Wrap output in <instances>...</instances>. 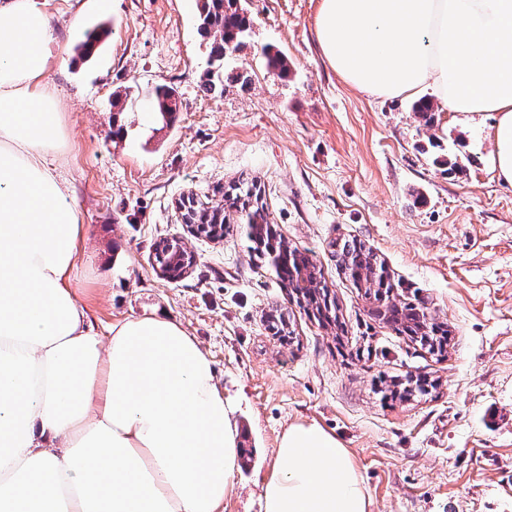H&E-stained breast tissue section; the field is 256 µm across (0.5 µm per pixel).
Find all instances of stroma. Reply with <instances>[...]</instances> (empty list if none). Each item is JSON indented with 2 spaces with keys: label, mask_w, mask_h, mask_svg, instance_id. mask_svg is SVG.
Instances as JSON below:
<instances>
[{
  "label": "stroma",
  "mask_w": 512,
  "mask_h": 512,
  "mask_svg": "<svg viewBox=\"0 0 512 512\" xmlns=\"http://www.w3.org/2000/svg\"><path fill=\"white\" fill-rule=\"evenodd\" d=\"M252 26L224 62V90L200 86L209 45L198 0H48L63 57L49 83L69 147L59 171L86 224L74 271L94 332L161 316L194 336L232 403L240 464L222 512H262L263 481L289 426L317 424L347 448L370 512H512V184L490 158L493 113L436 107L348 85L323 57L319 0H249ZM111 32L74 63L82 33ZM283 55L268 73L262 48ZM166 83L182 110L163 126L141 95ZM134 94L113 141L112 96ZM257 185L269 224L321 273L332 323L308 313L250 248L244 214L222 238L194 234L181 203L223 204ZM179 242L186 277L160 278L153 247ZM370 247L396 287L448 331L443 353L371 313L336 266L340 240ZM422 377L425 393L391 396Z\"/></svg>",
  "instance_id": "obj_1"
}]
</instances>
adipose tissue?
Instances as JSON below:
<instances>
[{"mask_svg": "<svg viewBox=\"0 0 512 512\" xmlns=\"http://www.w3.org/2000/svg\"><path fill=\"white\" fill-rule=\"evenodd\" d=\"M315 29L351 86L492 112L512 184V0H320ZM42 0H0V512H220L239 455L211 361L147 316L100 341L73 279L85 226L48 156L68 135L46 78ZM347 448L295 424L263 512H369Z\"/></svg>", "mask_w": 512, "mask_h": 512, "instance_id": "obj_1", "label": "adipose tissue"}]
</instances>
